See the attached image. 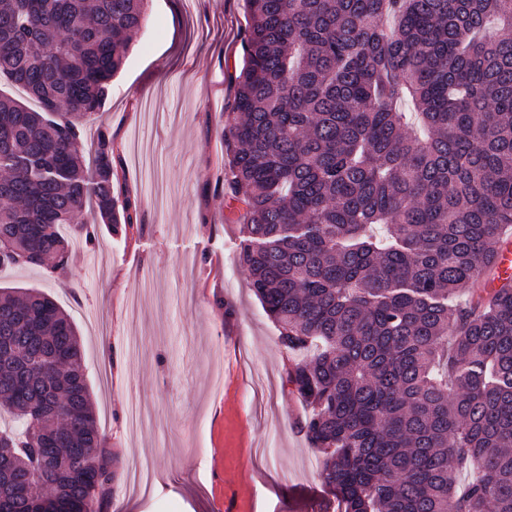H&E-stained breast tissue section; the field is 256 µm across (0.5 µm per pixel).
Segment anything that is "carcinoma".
<instances>
[{"label": "carcinoma", "instance_id": "cac0c4a2", "mask_svg": "<svg viewBox=\"0 0 512 512\" xmlns=\"http://www.w3.org/2000/svg\"><path fill=\"white\" fill-rule=\"evenodd\" d=\"M147 0H0V269L63 273L86 202L116 230L112 135L82 126ZM224 113L239 253L341 512H512V0H245ZM0 512H105L116 457L80 338L0 289ZM478 470L464 489L455 472Z\"/></svg>", "mask_w": 512, "mask_h": 512}]
</instances>
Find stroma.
I'll return each mask as SVG.
<instances>
[{"label": "stroma", "mask_w": 512, "mask_h": 512, "mask_svg": "<svg viewBox=\"0 0 512 512\" xmlns=\"http://www.w3.org/2000/svg\"><path fill=\"white\" fill-rule=\"evenodd\" d=\"M244 0H149L102 108L84 126L114 144L115 190L133 226L93 210L65 274L18 268L11 287L54 296L81 336L95 420L121 459H149L153 490L115 488L106 512H338L282 384L288 357L239 263L240 210L221 134L243 66ZM152 410L126 434L129 397Z\"/></svg>", "instance_id": "35a3bbf8"}]
</instances>
